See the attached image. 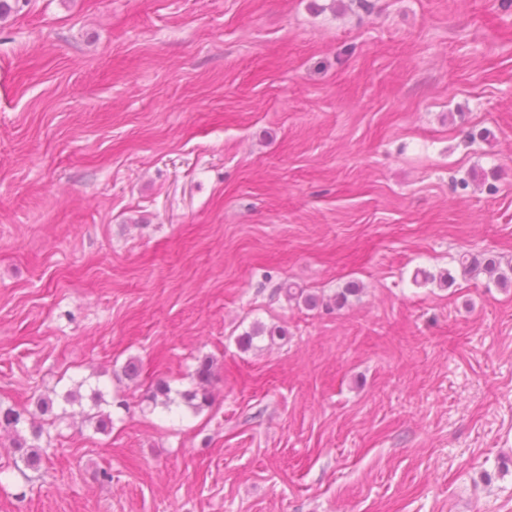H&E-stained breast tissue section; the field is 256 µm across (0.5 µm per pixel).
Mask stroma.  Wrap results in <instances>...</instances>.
I'll list each match as a JSON object with an SVG mask.
<instances>
[{"instance_id": "1", "label": "stroma", "mask_w": 512, "mask_h": 512, "mask_svg": "<svg viewBox=\"0 0 512 512\" xmlns=\"http://www.w3.org/2000/svg\"><path fill=\"white\" fill-rule=\"evenodd\" d=\"M462 251L512 268V0H18L0 512H512V287ZM458 266L462 269L464 275L473 277L485 274L490 280L502 288L509 286L510 280L507 273L504 272L500 265L492 258H479L478 256L465 251L456 258Z\"/></svg>"}]
</instances>
